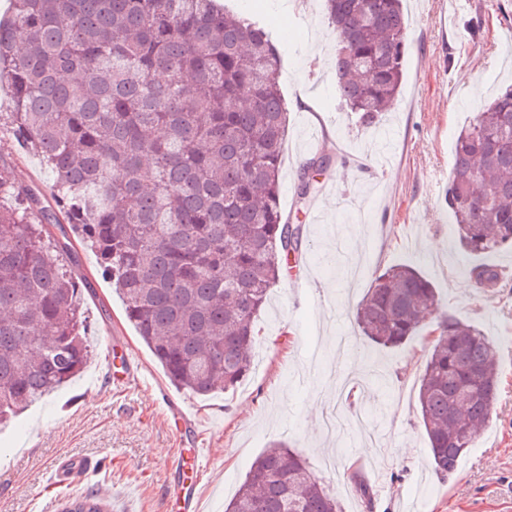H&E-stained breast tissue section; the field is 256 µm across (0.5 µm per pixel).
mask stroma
Instances as JSON below:
<instances>
[{"mask_svg": "<svg viewBox=\"0 0 512 512\" xmlns=\"http://www.w3.org/2000/svg\"><path fill=\"white\" fill-rule=\"evenodd\" d=\"M409 51L402 94L392 112L366 125L336 94V37L323 0H295L306 26L288 30L280 54L292 56L283 84L290 122L281 165L280 207L305 224L302 250L317 305L301 304L279 280L257 318L254 367L231 393L199 397L178 390L127 321L92 251H79L86 276L81 306L90 323L87 372L52 398L0 427V512H60L69 497L94 488L112 512H157L179 480L181 450L204 448L207 468L196 492L204 512H224L255 458L288 444L339 500L343 512H512V248L481 257L459 245L445 192L455 140L486 103L512 84V0H471L448 16V0H404ZM330 163L306 224L294 184L313 137ZM0 155L16 178L53 193V177L8 132ZM508 267L498 283L469 277L477 263ZM408 264L438 289L441 314L480 328L498 374L490 420L452 477L438 476L417 412L418 380L429 347L418 336L394 349L361 335L355 314L376 271ZM136 353L141 377L122 391L103 366L101 337ZM187 413L175 421L164 395ZM71 455L100 460L98 470L50 484ZM356 469H348L349 459ZM373 490L354 493L352 474Z\"/></svg>", "mask_w": 512, "mask_h": 512, "instance_id": "35a3bbf8", "label": "stroma"}]
</instances>
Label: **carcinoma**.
<instances>
[{
	"instance_id": "carcinoma-1",
	"label": "carcinoma",
	"mask_w": 512,
	"mask_h": 512,
	"mask_svg": "<svg viewBox=\"0 0 512 512\" xmlns=\"http://www.w3.org/2000/svg\"><path fill=\"white\" fill-rule=\"evenodd\" d=\"M336 91L373 122L404 79L400 0H325ZM281 58L259 22L216 0H12L0 18V84L13 137L54 178V210L0 157V425L86 367V278L72 240L95 252L127 320L170 381L229 392L253 363L255 321L300 250L282 214L288 107ZM473 255L512 245V86L459 133L446 195ZM439 295L415 267L375 274L356 321L394 348L434 323ZM419 377L434 469L454 475L490 419L498 376L477 327L452 318ZM62 512H112L94 490ZM225 512H341L298 453L265 449Z\"/></svg>"
}]
</instances>
